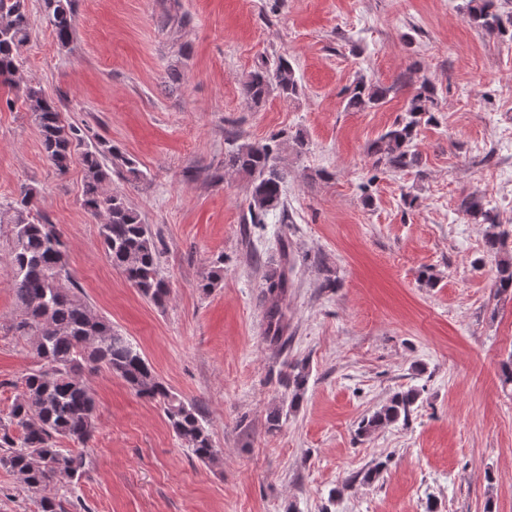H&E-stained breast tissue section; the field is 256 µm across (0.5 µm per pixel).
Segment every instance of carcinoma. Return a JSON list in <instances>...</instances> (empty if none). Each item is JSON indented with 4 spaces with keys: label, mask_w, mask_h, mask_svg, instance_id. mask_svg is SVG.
Listing matches in <instances>:
<instances>
[{
    "label": "carcinoma",
    "mask_w": 512,
    "mask_h": 512,
    "mask_svg": "<svg viewBox=\"0 0 512 512\" xmlns=\"http://www.w3.org/2000/svg\"><path fill=\"white\" fill-rule=\"evenodd\" d=\"M44 12L57 44L69 45L75 25L74 0H44ZM466 17L492 36L512 39V15L503 18L497 0H467ZM29 38L25 0H0V83H12ZM299 90L296 71L283 56L271 65L261 64L244 85L246 98L255 105L274 92L290 98ZM390 91L389 87L358 79L345 89L346 108H375ZM433 95V88L421 82L419 91L407 101L405 116L395 120L373 143L371 153L377 156L376 163L397 170L416 164L417 127L431 112ZM22 104L34 116L46 157L59 175L67 174L74 146L85 140L83 130L65 124L55 99L39 86L25 87ZM279 147L276 137L270 143H243L224 159L225 166L252 177L248 213L254 224L264 223L267 214L281 205L286 173L280 166ZM82 164V204L94 215L107 216L99 234L112 266L122 271L141 296L156 305L164 304L171 289L161 275L160 250L148 225L122 197L103 188L111 166L124 168L135 178L142 177L143 172L133 158L103 140L87 146ZM38 195L37 188L23 186L8 209L11 277L21 308L17 330L30 337L41 366L23 378L8 422L0 423V467L17 475L27 490L40 494L38 512L78 509L80 504L47 495L45 490L57 481H78L85 474L84 456L61 447V441L84 445L91 439L94 399L83 374L100 368L119 376L139 397L158 404L191 455L205 463L214 461L217 451L198 406L168 387L136 344L65 286L71 282L66 243L57 225L39 214ZM461 208L488 224L485 247L497 258L494 288L499 294L512 295V251L505 233L498 231L494 214L478 195L464 199ZM287 368L283 385L288 390V407L295 409L304 394L308 370L303 362L290 363ZM418 397V390L412 388L395 393L387 404L360 421L359 433L370 435L401 419L408 420Z\"/></svg>",
    "instance_id": "cac0c4a2"
}]
</instances>
